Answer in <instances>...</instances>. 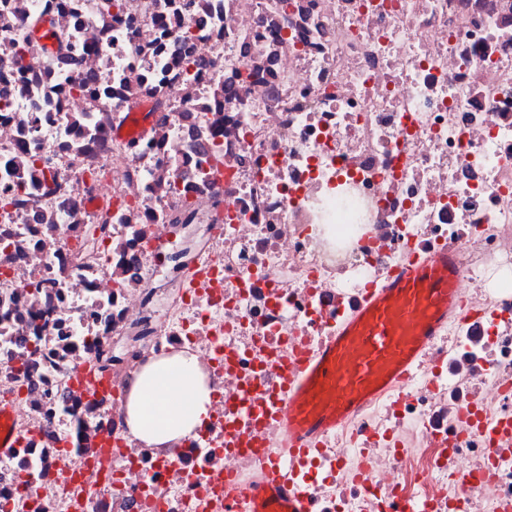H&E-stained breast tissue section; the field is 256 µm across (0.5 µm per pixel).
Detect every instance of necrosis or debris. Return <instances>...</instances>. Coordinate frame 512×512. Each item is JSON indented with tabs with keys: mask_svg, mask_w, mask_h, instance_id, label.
Listing matches in <instances>:
<instances>
[{
	"mask_svg": "<svg viewBox=\"0 0 512 512\" xmlns=\"http://www.w3.org/2000/svg\"><path fill=\"white\" fill-rule=\"evenodd\" d=\"M0 0V512H512V0ZM458 311L294 447L285 370L416 257ZM194 355L209 417L127 426ZM212 395L195 357L180 353L149 367L127 402L130 430L150 444L191 435L208 417Z\"/></svg>",
	"mask_w": 512,
	"mask_h": 512,
	"instance_id": "necrosis-or-debris-1",
	"label": "necrosis or debris"
}]
</instances>
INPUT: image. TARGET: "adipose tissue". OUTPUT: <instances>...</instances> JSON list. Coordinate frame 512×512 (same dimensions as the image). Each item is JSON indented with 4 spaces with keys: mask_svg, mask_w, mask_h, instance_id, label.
<instances>
[{
    "mask_svg": "<svg viewBox=\"0 0 512 512\" xmlns=\"http://www.w3.org/2000/svg\"><path fill=\"white\" fill-rule=\"evenodd\" d=\"M211 405V391L195 358L180 353L144 372L128 398V426L148 443L169 444L191 435Z\"/></svg>",
    "mask_w": 512,
    "mask_h": 512,
    "instance_id": "obj_1",
    "label": "adipose tissue"
}]
</instances>
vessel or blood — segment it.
Returning <instances> with one entry per match:
<instances>
[{"instance_id":"1","label":"vessel or blood","mask_w":512,"mask_h":512,"mask_svg":"<svg viewBox=\"0 0 512 512\" xmlns=\"http://www.w3.org/2000/svg\"><path fill=\"white\" fill-rule=\"evenodd\" d=\"M458 265L445 252L413 260L372 293L358 314L288 389L289 431L308 443L337 426L390 384L458 306Z\"/></svg>"}]
</instances>
